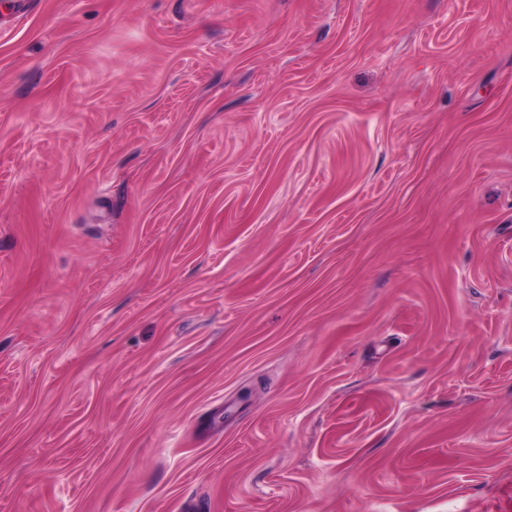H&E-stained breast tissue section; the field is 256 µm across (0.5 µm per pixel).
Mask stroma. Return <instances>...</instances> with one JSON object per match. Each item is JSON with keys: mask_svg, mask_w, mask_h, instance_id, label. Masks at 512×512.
<instances>
[{"mask_svg": "<svg viewBox=\"0 0 512 512\" xmlns=\"http://www.w3.org/2000/svg\"><path fill=\"white\" fill-rule=\"evenodd\" d=\"M0 512H512V0H0Z\"/></svg>", "mask_w": 512, "mask_h": 512, "instance_id": "obj_1", "label": "stroma"}]
</instances>
